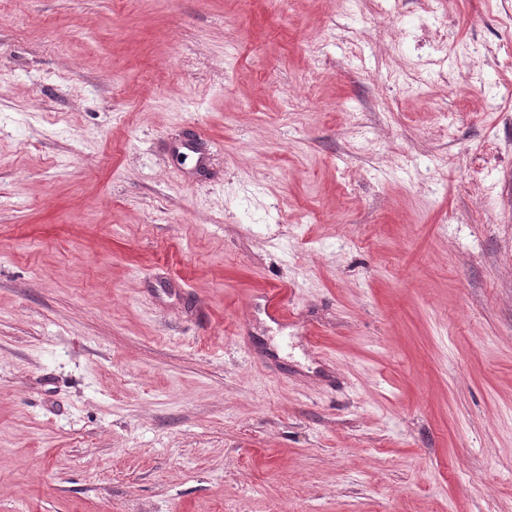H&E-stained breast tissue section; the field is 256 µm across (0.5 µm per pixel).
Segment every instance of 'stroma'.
Returning a JSON list of instances; mask_svg holds the SVG:
<instances>
[{
	"label": "stroma",
	"mask_w": 512,
	"mask_h": 512,
	"mask_svg": "<svg viewBox=\"0 0 512 512\" xmlns=\"http://www.w3.org/2000/svg\"><path fill=\"white\" fill-rule=\"evenodd\" d=\"M0 512H512V0L0 12Z\"/></svg>",
	"instance_id": "1"
}]
</instances>
